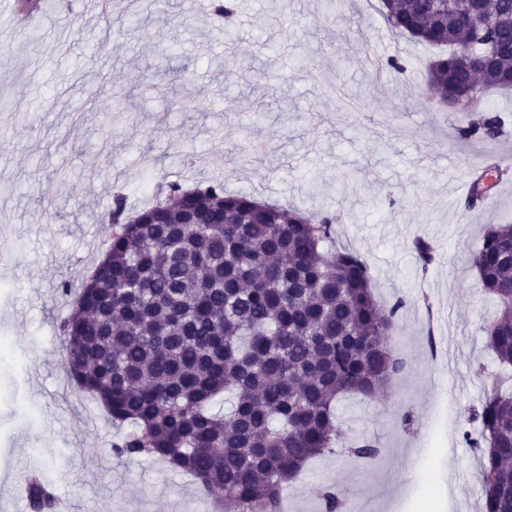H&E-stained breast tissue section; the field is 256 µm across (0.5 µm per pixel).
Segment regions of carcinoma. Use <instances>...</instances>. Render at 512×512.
<instances>
[{"label": "carcinoma", "mask_w": 512, "mask_h": 512, "mask_svg": "<svg viewBox=\"0 0 512 512\" xmlns=\"http://www.w3.org/2000/svg\"><path fill=\"white\" fill-rule=\"evenodd\" d=\"M379 2L395 34L449 48L428 64L431 88L462 102L512 89V0ZM461 115L465 141L505 125ZM166 190L134 213L114 200L106 251L61 319L67 371L102 404L116 455L191 476L224 512H281L283 488L333 451L338 399H372L404 370L391 332L405 300L376 298L366 259L333 245L327 215L314 222L219 181ZM471 265L496 302L484 331L500 372L470 447L483 512H512V224L489 228ZM349 453L371 461L380 448L361 440ZM29 499L55 512L37 477ZM321 499L325 512L346 508L333 487Z\"/></svg>", "instance_id": "cac0c4a2"}]
</instances>
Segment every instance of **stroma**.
I'll return each instance as SVG.
<instances>
[{
  "mask_svg": "<svg viewBox=\"0 0 512 512\" xmlns=\"http://www.w3.org/2000/svg\"><path fill=\"white\" fill-rule=\"evenodd\" d=\"M239 2L228 23L188 0H112L106 15L56 0L17 30L0 13V236L16 243L0 273V512H32L10 494L28 468L71 512H214L191 477L112 453L115 431L73 385L59 331L60 284L104 252L86 226L115 194L138 208L188 175L335 218L337 245L366 258L379 298L406 301L393 332L403 373L376 398L337 403L345 438L381 456L311 459L283 512H322L326 486L352 512H482L468 440L497 373L482 330L495 304L470 258L490 225L512 222V175L475 211L463 187L512 155V124L461 147L457 113L429 95L434 47L395 40L377 8ZM419 239L435 249L425 272Z\"/></svg>",
  "mask_w": 512,
  "mask_h": 512,
  "instance_id": "1",
  "label": "stroma"
}]
</instances>
